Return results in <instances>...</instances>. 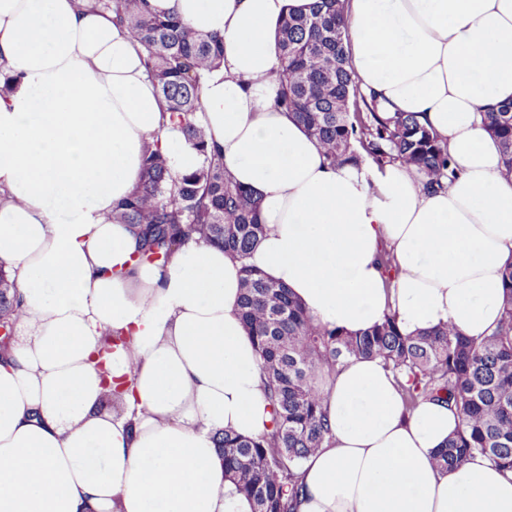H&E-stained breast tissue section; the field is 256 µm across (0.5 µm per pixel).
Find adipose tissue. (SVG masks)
Wrapping results in <instances>:
<instances>
[{"mask_svg":"<svg viewBox=\"0 0 512 512\" xmlns=\"http://www.w3.org/2000/svg\"><path fill=\"white\" fill-rule=\"evenodd\" d=\"M82 0H0V268L23 301L0 361V512H253L233 494L218 431L269 429L239 316L241 263L188 242L137 265L112 221L154 136L198 163L111 14ZM312 0H149L224 38L197 121L261 203L251 261L317 322L403 334L498 326L512 262V173L486 108L512 100V0H345L349 59L391 113H417L459 175L428 191L399 164L330 166L275 104L276 26ZM396 267L384 273L378 257ZM130 336L103 349V333ZM123 384L107 407L105 377ZM330 434L301 464L298 512H512V472L482 456L441 470L456 433L437 401L406 410L377 359L324 372Z\"/></svg>","mask_w":512,"mask_h":512,"instance_id":"adipose-tissue-1","label":"adipose tissue"}]
</instances>
